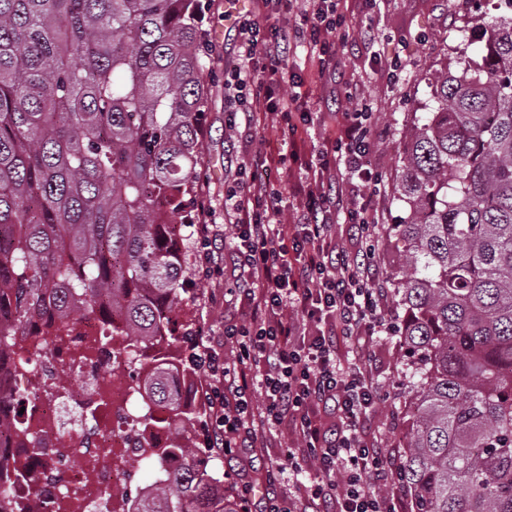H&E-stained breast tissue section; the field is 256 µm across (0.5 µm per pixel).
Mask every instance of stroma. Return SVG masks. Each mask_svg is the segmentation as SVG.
Masks as SVG:
<instances>
[{"instance_id": "35a3bbf8", "label": "stroma", "mask_w": 512, "mask_h": 512, "mask_svg": "<svg viewBox=\"0 0 512 512\" xmlns=\"http://www.w3.org/2000/svg\"><path fill=\"white\" fill-rule=\"evenodd\" d=\"M199 22L208 33L206 58L207 101L201 120L202 164L199 186L210 202L208 223L217 227L225 243H233L235 217L224 208L227 192L255 182H287L286 167L270 164L253 166L258 156L273 157L282 152L280 122L274 115L258 111L254 125H245L236 112V104L224 99V74L239 63V53L226 32L237 17L255 12L253 0H202ZM497 0H378L372 14H365L359 0H338V10L346 18L349 47L340 55L335 75L319 72L318 60L309 47L291 49L287 65L301 86L303 110L312 120L298 131L296 140L301 158H308L334 137L346 104L339 88H350L357 102L372 108L370 157L381 173L379 192L371 195L382 230L375 259L384 282L403 277L408 268L405 259L390 241L387 226L396 223L403 204L396 191V176L402 167L404 146L415 128V115L422 112L431 96V82L437 70L446 67L462 40L463 27L478 33L499 17ZM374 22L379 38L365 44L361 32L367 22ZM402 65L398 79H389L388 63ZM328 192L335 200L329 221L339 247L356 249L358 242L345 222V212L355 194L350 180L338 179ZM240 274L233 268L203 283L202 291L188 307L199 328L197 343L215 346L226 361H233L235 344L223 341L224 326L236 321L249 323L236 282ZM343 358L371 359L375 376L386 394L370 412L366 426L392 463H402L410 437L411 368L399 335L375 336L360 344L340 345ZM293 438L288 431L263 433L255 447L240 449L233 458L225 457L223 448H215L209 467L225 487L234 489L244 481L254 489L252 512H261L262 499L272 492L285 497L293 492L288 480L269 483L267 471L275 465Z\"/></svg>"}]
</instances>
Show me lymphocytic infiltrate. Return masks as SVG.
Returning a JSON list of instances; mask_svg holds the SVG:
<instances>
[{
  "label": "lymphocytic infiltrate",
  "instance_id": "1",
  "mask_svg": "<svg viewBox=\"0 0 512 512\" xmlns=\"http://www.w3.org/2000/svg\"><path fill=\"white\" fill-rule=\"evenodd\" d=\"M283 0H262L269 26L243 16L234 27L243 68L233 90L254 88L266 111L292 124L297 96H285L281 60L292 44L307 43L322 68H329L348 40L336 0H305L293 30L273 25ZM370 115L352 106L328 148L309 163L312 175L281 191L259 184L235 200L236 243L225 253L211 224L196 225L195 272L206 281L232 261L244 278L238 289L250 309L246 324L230 323L224 338L237 347L234 361H224L214 348L203 347L193 360L211 380L207 394L211 426L225 455L250 447L265 430L287 427L297 441L283 462L268 472L296 479L312 467L317 480L298 496L267 497L262 512H399L400 501L387 495L397 470L383 448L364 429L367 415L380 400L371 367L346 368L336 362L343 339L382 335L388 329L384 288L374 263L375 219L369 203L348 208L350 224L361 247L336 249L327 220L332 200L325 187L345 172L366 189L379 184L370 167ZM305 199L306 217L298 224L282 221L286 194ZM261 390L262 409L252 394ZM336 415L335 429L325 428L324 413Z\"/></svg>",
  "mask_w": 512,
  "mask_h": 512
}]
</instances>
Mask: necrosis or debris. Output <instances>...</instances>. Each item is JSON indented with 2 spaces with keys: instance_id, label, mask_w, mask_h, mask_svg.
<instances>
[{
  "instance_id": "1",
  "label": "necrosis or debris",
  "mask_w": 512,
  "mask_h": 512,
  "mask_svg": "<svg viewBox=\"0 0 512 512\" xmlns=\"http://www.w3.org/2000/svg\"><path fill=\"white\" fill-rule=\"evenodd\" d=\"M111 322L93 315L65 329L39 326L19 338L22 361L0 365V411L13 422L0 432V470L11 478L7 512H128L118 494L128 461L173 470L180 460L157 461L168 444L160 423L166 408L144 400L129 362L114 364ZM85 384L74 393L69 377ZM81 455L72 468L69 459Z\"/></svg>"
}]
</instances>
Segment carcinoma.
<instances>
[{"label":"carcinoma","mask_w":512,"mask_h":512,"mask_svg":"<svg viewBox=\"0 0 512 512\" xmlns=\"http://www.w3.org/2000/svg\"><path fill=\"white\" fill-rule=\"evenodd\" d=\"M198 0H0V359L39 323L120 316L127 348L182 341L191 300L205 30ZM438 72L406 144L390 238L417 359L401 466L414 512H512V16ZM180 223H174V218ZM182 467L131 512H239L187 443L179 384L145 366Z\"/></svg>","instance_id":"cac0c4a2"}]
</instances>
